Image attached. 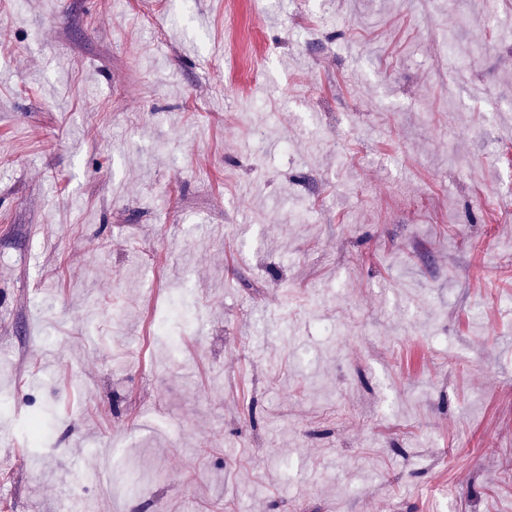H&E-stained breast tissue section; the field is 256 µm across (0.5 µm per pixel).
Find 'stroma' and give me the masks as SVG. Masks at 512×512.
Instances as JSON below:
<instances>
[{"instance_id":"35a3bbf8","label":"stroma","mask_w":512,"mask_h":512,"mask_svg":"<svg viewBox=\"0 0 512 512\" xmlns=\"http://www.w3.org/2000/svg\"><path fill=\"white\" fill-rule=\"evenodd\" d=\"M1 391L0 512H512V0H0Z\"/></svg>"}]
</instances>
